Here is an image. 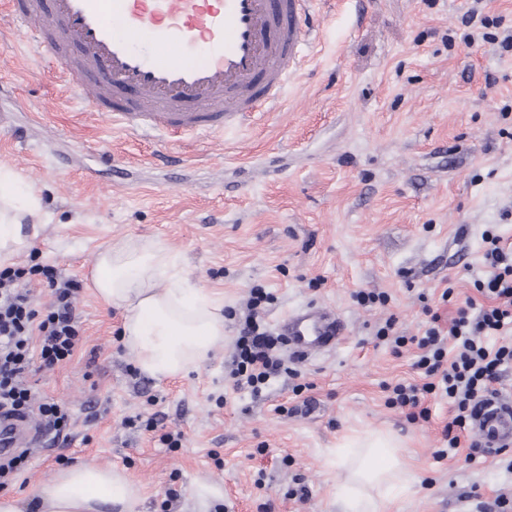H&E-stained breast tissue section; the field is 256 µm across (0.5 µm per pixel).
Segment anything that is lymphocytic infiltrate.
<instances>
[{
	"label": "lymphocytic infiltrate",
	"instance_id": "1",
	"mask_svg": "<svg viewBox=\"0 0 512 512\" xmlns=\"http://www.w3.org/2000/svg\"><path fill=\"white\" fill-rule=\"evenodd\" d=\"M483 260L488 269L479 298H466L447 329H440L439 314H432L423 335L405 337L394 332L387 320L376 336L389 342L393 351L415 345L419 354L413 364L420 384H396L386 399L388 406L406 411L410 420L428 419L426 397L448 401L453 413L444 429L448 447L438 457L457 454L461 435L478 406L497 393L502 372L512 363V343L489 345L492 336L512 331V249L501 236L482 235ZM42 276L53 301L43 311L33 306L30 284ZM80 281L62 278L52 266L0 267V412L24 417L38 411L42 430L61 437L70 416L57 401L40 397L29 375L70 361L82 337L76 313ZM269 298L264 289L251 291L249 308L239 322L235 341L234 387L260 393L284 369L277 354L279 337L267 328L262 305Z\"/></svg>",
	"mask_w": 512,
	"mask_h": 512
}]
</instances>
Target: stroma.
Instances as JSON below:
<instances>
[{"label":"stroma","mask_w":512,"mask_h":512,"mask_svg":"<svg viewBox=\"0 0 512 512\" xmlns=\"http://www.w3.org/2000/svg\"><path fill=\"white\" fill-rule=\"evenodd\" d=\"M470 10L490 19L471 45L448 33ZM311 24L318 40L277 104L223 136H193L180 165L159 161L160 138L91 112L24 25L0 29V168L40 200L25 219L40 231L11 262L35 259L83 285L80 350L32 378L70 427L31 449L6 494L28 500L79 462L123 468L140 512H343L337 451L386 434L418 478L394 512H475L476 500L512 497V447L440 459L447 402L430 401L425 421L386 406V385L417 382V349L396 355L376 337L391 317L398 334L421 335L431 308L450 322L486 275L483 231L512 246V50L501 47L512 0H314ZM105 145L122 169L100 160ZM131 238L176 256L229 311L223 345L185 376L141 374L121 311L89 286L86 260ZM257 286L271 296L269 329L317 304L343 320L345 342L304 361L280 347L288 373L254 395L233 388L230 370L236 315ZM359 290L389 300L363 306ZM300 381L311 389L297 396ZM177 431L181 447L160 443ZM202 485L217 495L197 497Z\"/></svg>","instance_id":"stroma-1"}]
</instances>
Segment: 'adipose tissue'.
<instances>
[{
  "mask_svg": "<svg viewBox=\"0 0 512 512\" xmlns=\"http://www.w3.org/2000/svg\"><path fill=\"white\" fill-rule=\"evenodd\" d=\"M39 206L16 175L0 169V261L21 240L22 222ZM96 294L125 310L122 340L140 371L161 380L185 374L224 342V302L192 287L175 257L153 245L124 244L99 252L91 274ZM407 475L390 441L363 442L347 477L336 483L344 512H388L408 494ZM38 512H137L139 485L112 467L75 465L33 487Z\"/></svg>",
  "mask_w": 512,
  "mask_h": 512,
  "instance_id": "adipose-tissue-1",
  "label": "adipose tissue"
}]
</instances>
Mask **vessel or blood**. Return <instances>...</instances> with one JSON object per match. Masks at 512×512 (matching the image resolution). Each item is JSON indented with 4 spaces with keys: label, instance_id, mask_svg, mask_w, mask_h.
Listing matches in <instances>:
<instances>
[{
    "label": "vessel or blood",
    "instance_id": "obj_1",
    "mask_svg": "<svg viewBox=\"0 0 512 512\" xmlns=\"http://www.w3.org/2000/svg\"><path fill=\"white\" fill-rule=\"evenodd\" d=\"M312 0H9L0 27L25 24L61 64L91 111L129 135L183 144L223 133L276 103L314 38ZM293 355L343 340L338 315L317 305L279 323ZM473 427L492 448L512 444V400L481 406ZM32 419L0 417V449L38 447Z\"/></svg>",
    "mask_w": 512,
    "mask_h": 512
}]
</instances>
